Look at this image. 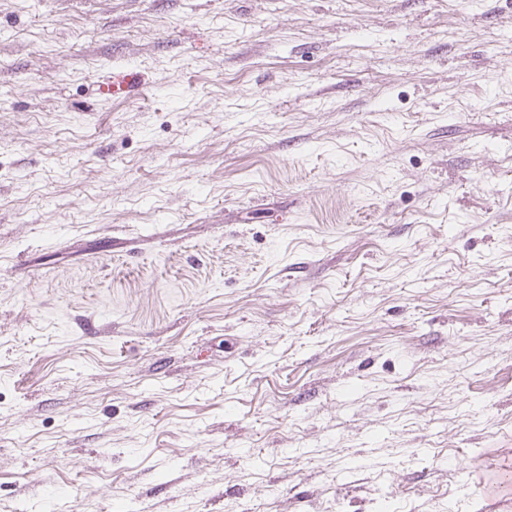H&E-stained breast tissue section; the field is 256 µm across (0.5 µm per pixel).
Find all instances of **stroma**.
<instances>
[{
    "instance_id": "35a3bbf8",
    "label": "stroma",
    "mask_w": 512,
    "mask_h": 512,
    "mask_svg": "<svg viewBox=\"0 0 512 512\" xmlns=\"http://www.w3.org/2000/svg\"><path fill=\"white\" fill-rule=\"evenodd\" d=\"M505 470L512 0H0V512Z\"/></svg>"
}]
</instances>
